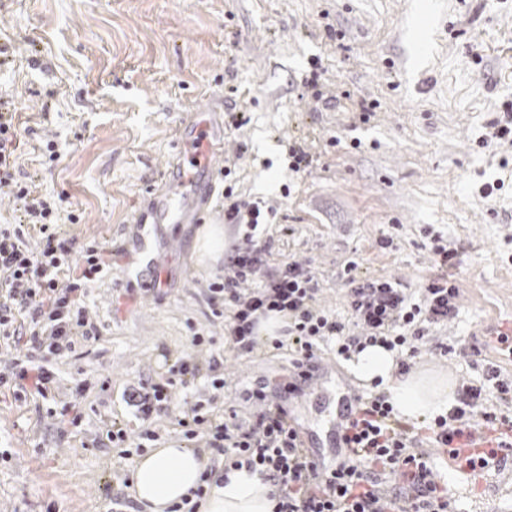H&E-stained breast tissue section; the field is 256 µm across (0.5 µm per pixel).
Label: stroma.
<instances>
[{"label": "stroma", "instance_id": "obj_1", "mask_svg": "<svg viewBox=\"0 0 512 512\" xmlns=\"http://www.w3.org/2000/svg\"><path fill=\"white\" fill-rule=\"evenodd\" d=\"M1 43L13 52L0 97L22 131L18 167L78 216L67 227L76 247L120 252L86 297L97 336L55 366L56 401L79 400L80 427L58 432L47 403L0 391V512H108L133 460L102 432L114 421L138 428L127 386L189 354L191 327L215 340L199 360L224 356L216 413L249 419L245 389L287 372L289 348L225 351L204 296L222 265L199 259L200 225L153 227L160 292L129 277L130 216L159 186L178 121L215 91L224 98L218 162L230 171L218 185L274 208L260 228L270 264L306 261L320 305L346 322L347 261L415 292L436 273L431 237L442 236L462 294L440 329L455 350L421 349L414 369L476 382L485 359L512 373L487 335L512 319V143L486 141L489 121L512 113V0H0ZM364 99L376 104L367 117ZM47 134L61 154L50 166ZM294 148L309 159L297 171ZM464 345L480 357L459 355ZM81 376L89 385L77 398ZM356 384L337 362L287 401L322 459H336L322 411ZM494 483L489 474L482 486L451 488L456 512H502L506 494Z\"/></svg>", "mask_w": 512, "mask_h": 512}]
</instances>
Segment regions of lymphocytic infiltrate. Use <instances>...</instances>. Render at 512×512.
Masks as SVG:
<instances>
[{"mask_svg": "<svg viewBox=\"0 0 512 512\" xmlns=\"http://www.w3.org/2000/svg\"><path fill=\"white\" fill-rule=\"evenodd\" d=\"M15 112L0 107V200L16 211L12 226H0V336L27 349L0 371V388L44 400L54 396L53 364L72 352L78 339H91L97 327L85 303L87 290L112 262V248L102 243L74 252L73 241L56 226L59 202L21 176L15 153L20 145ZM224 221L250 231L224 259V272L209 283L205 296L214 316L224 320V342L236 355L257 348L255 328L261 318L287 315L283 338L274 348L290 347L293 370L318 365L321 344L334 343L337 357L350 359L367 346L397 352L398 374H407L419 342L431 326L457 314L460 289L443 269L422 290L420 302L387 279H361L356 262L344 268L350 322L320 306L318 282L311 269L292 259L270 266L269 244L254 228L266 223L273 207L237 200L225 190ZM357 334L346 332L347 324ZM223 356L199 363L179 358L169 375L140 380L125 393L136 416L177 410V424L187 441L204 439L225 466L259 471L274 487V512H454L448 482L440 474L434 451L451 447L474 424L492 433L497 443L512 438V416L500 404L512 401V378L493 363L483 366L484 383L465 385L458 403L424 424L401 421L386 394L362 398L340 442L343 454L332 469L321 470L302 446L300 435L278 401L279 391L299 393L289 376L259 381L245 398L256 411L251 420L212 413L214 393L223 391ZM207 374L209 393L175 405L173 391Z\"/></svg>", "mask_w": 512, "mask_h": 512, "instance_id": "obj_1", "label": "lymphocytic infiltrate"}]
</instances>
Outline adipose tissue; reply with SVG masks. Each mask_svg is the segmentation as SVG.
<instances>
[{
    "label": "adipose tissue",
    "instance_id": "1",
    "mask_svg": "<svg viewBox=\"0 0 512 512\" xmlns=\"http://www.w3.org/2000/svg\"><path fill=\"white\" fill-rule=\"evenodd\" d=\"M348 368L361 381L381 379V392L387 395L396 416L406 421L432 420L456 403L455 387L446 375L419 371L397 376L393 352L378 345L356 354ZM208 464L207 456L178 442L149 449L132 465L131 491L146 512H165L171 502L197 487ZM271 490L259 473L235 470L228 483L211 485L198 512H273Z\"/></svg>",
    "mask_w": 512,
    "mask_h": 512
}]
</instances>
